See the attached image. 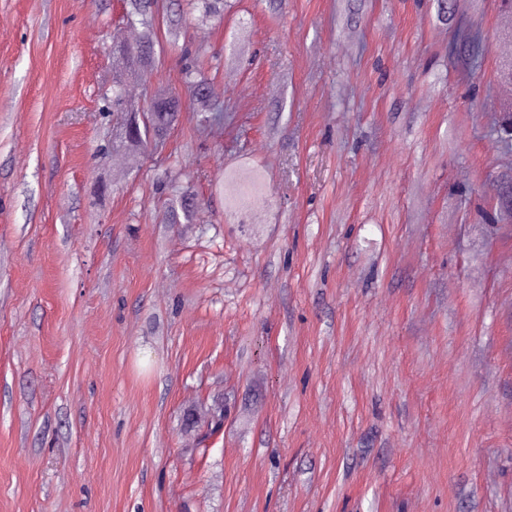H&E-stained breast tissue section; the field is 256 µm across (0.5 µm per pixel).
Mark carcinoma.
I'll list each match as a JSON object with an SVG mask.
<instances>
[{"instance_id": "1", "label": "carcinoma", "mask_w": 512, "mask_h": 512, "mask_svg": "<svg viewBox=\"0 0 512 512\" xmlns=\"http://www.w3.org/2000/svg\"><path fill=\"white\" fill-rule=\"evenodd\" d=\"M226 0H193L197 20L202 23H224ZM160 0H126V25L140 28L139 39L129 42L116 34L112 38V54L125 61L126 71L131 74L152 72L157 69L156 45L159 44ZM486 52L482 31L470 24L455 30L454 40L448 44V56L461 58L465 67L461 76H467L478 66ZM181 80L190 93L189 106L205 118L221 111L214 99L211 83L203 72L202 63L194 59L181 72ZM104 111L112 113V151L120 148L132 150L163 142L178 124L184 105L171 88L159 82L141 102H133L127 96L124 74L112 75V85L103 93ZM136 123V135L129 141H121L118 133L131 123ZM224 182L233 186V192L224 196V211L246 213L267 201L265 176L262 170L232 168L224 170ZM199 196L192 181L181 186L166 210L169 224L191 222L198 212Z\"/></svg>"}]
</instances>
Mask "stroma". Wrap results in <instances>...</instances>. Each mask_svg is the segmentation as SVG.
I'll use <instances>...</instances> for the list:
<instances>
[{"instance_id":"stroma-1","label":"stroma","mask_w":512,"mask_h":512,"mask_svg":"<svg viewBox=\"0 0 512 512\" xmlns=\"http://www.w3.org/2000/svg\"><path fill=\"white\" fill-rule=\"evenodd\" d=\"M229 2L180 36L223 118L128 158L122 0H0V512H512L499 0ZM252 165L270 202L230 223ZM486 52V43L480 28L473 23L464 27H457L454 40L448 44V56L461 58L465 67L461 71L462 77L482 62ZM224 183L234 187L231 194L224 196V212L246 213L267 201L265 176L259 168L227 169ZM199 196L196 194L191 179L182 185L178 194L175 195L166 210L165 218L168 224L181 223V217L187 223L191 222L198 212Z\"/></svg>"}]
</instances>
